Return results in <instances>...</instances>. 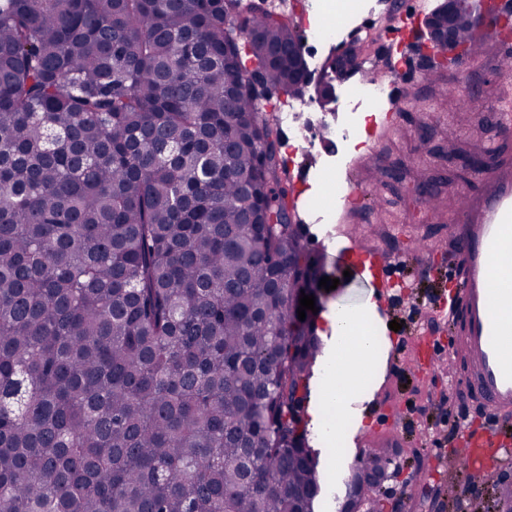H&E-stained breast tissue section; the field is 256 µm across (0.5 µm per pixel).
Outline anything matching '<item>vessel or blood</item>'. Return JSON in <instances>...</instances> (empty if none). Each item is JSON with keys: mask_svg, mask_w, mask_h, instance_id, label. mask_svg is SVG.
Masks as SVG:
<instances>
[{"mask_svg": "<svg viewBox=\"0 0 512 512\" xmlns=\"http://www.w3.org/2000/svg\"><path fill=\"white\" fill-rule=\"evenodd\" d=\"M484 179L488 195L483 209L474 211L471 201H463L451 236L463 276L448 294V311L460 322L448 356L471 362L467 391L484 408L507 418L512 416V266L496 270L492 264L512 251V173L490 172ZM347 254L369 268L377 287L393 290V281L383 276L386 261L378 253L353 237ZM511 458V435L464 431L462 476L487 472Z\"/></svg>", "mask_w": 512, "mask_h": 512, "instance_id": "1", "label": "vessel or blood"}]
</instances>
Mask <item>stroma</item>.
Here are the masks:
<instances>
[{"label":"stroma","mask_w":512,"mask_h":512,"mask_svg":"<svg viewBox=\"0 0 512 512\" xmlns=\"http://www.w3.org/2000/svg\"><path fill=\"white\" fill-rule=\"evenodd\" d=\"M393 0H347L335 15H327L326 0H298L296 20L304 38L328 25L335 26L334 39L313 43L306 52L310 70L331 56L338 41L345 39L355 26H363V62L383 65L390 50L382 34L399 25V17L390 13ZM411 63L402 81L395 86L381 85L378 99L354 96L350 87L359 83L350 78L336 83V100L331 111H322L315 96L319 78H312L302 96L289 99L287 111L295 120L283 124L287 143L283 150L289 159L288 180L294 186L295 214L312 253L321 260L322 273L338 279L335 290L316 288L315 306L326 312L340 304L360 307L375 304L378 315L369 331L390 340L391 348L382 349L380 371L368 379L350 400L351 408L361 410L362 424L353 428L343 421L337 441L313 435L323 465L325 496L317 512H337L333 499L344 496L346 486L362 458L385 452L401 474L390 480L392 501L401 512H457L465 504L466 512H477L487 499L486 484L470 490L454 466L462 451L461 434L450 435L443 447L432 443L433 431L445 429L449 413L464 409L469 426H484L479 407L469 404L463 385L448 382L449 374L422 371L413 348L396 350L399 335L418 337L436 332L438 343H447L453 330L447 322H434L436 298L448 287V266L453 254L426 266L410 257L413 246L423 248L448 242V222L456 218L453 196L468 192L480 200L484 189L477 178L478 170L497 171L512 168V133L498 125L497 105L512 99V75L499 67L500 48L496 40L486 38L484 53L468 64L464 71L441 69L442 83L423 81L421 56L407 49ZM456 92L477 99L478 110H460L447 97ZM403 102L398 126L376 121L375 113L387 108L390 98ZM366 118V139H342L339 127L353 117ZM315 127L322 133L320 142H297L296 129ZM373 147L385 160L380 170L362 166L366 147ZM362 187H381V197L366 196L357 208L346 210L339 203L347 181ZM432 189L437 200L433 211H426L413 195V188ZM347 225L353 234L370 248L382 252L391 263H402V277L411 283L399 303L386 305L363 268L348 258L347 241L336 233L337 225ZM426 305V314L409 320L408 307L416 302ZM402 322L401 331L389 328L390 321ZM448 408H441V399ZM402 417L401 430L388 435L381 427L388 409Z\"/></svg>","instance_id":"35a3bbf8"}]
</instances>
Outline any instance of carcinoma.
Masks as SVG:
<instances>
[{
  "label": "carcinoma",
  "instance_id": "cac0c4a2",
  "mask_svg": "<svg viewBox=\"0 0 512 512\" xmlns=\"http://www.w3.org/2000/svg\"><path fill=\"white\" fill-rule=\"evenodd\" d=\"M298 38L249 0H0V512H314L317 258L252 94Z\"/></svg>",
  "mask_w": 512,
  "mask_h": 512
}]
</instances>
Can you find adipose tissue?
<instances>
[{"instance_id": "adipose-tissue-1", "label": "adipose tissue", "mask_w": 512, "mask_h": 512, "mask_svg": "<svg viewBox=\"0 0 512 512\" xmlns=\"http://www.w3.org/2000/svg\"><path fill=\"white\" fill-rule=\"evenodd\" d=\"M373 305L359 308L335 307L323 316V326L335 343L326 356L330 369L326 396L311 412L312 424L342 419L348 414V403L362 382L364 371L370 370L376 346L367 331Z\"/></svg>"}]
</instances>
